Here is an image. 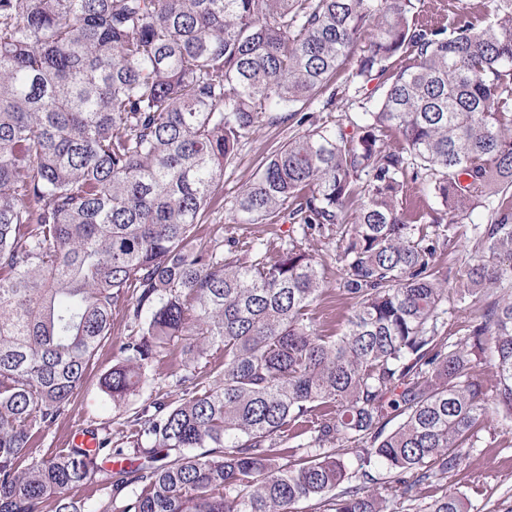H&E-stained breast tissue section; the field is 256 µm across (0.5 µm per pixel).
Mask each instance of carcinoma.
I'll return each instance as SVG.
<instances>
[{
  "label": "carcinoma",
  "mask_w": 512,
  "mask_h": 512,
  "mask_svg": "<svg viewBox=\"0 0 512 512\" xmlns=\"http://www.w3.org/2000/svg\"><path fill=\"white\" fill-rule=\"evenodd\" d=\"M458 10L450 30L421 0H0V512H86L81 486L98 512H470L448 478L488 405L512 420V0L481 27ZM373 81L357 120L310 111ZM285 120L233 222L288 240L197 245L224 167ZM417 182L430 225L404 205ZM481 208L450 288L438 228ZM333 237L353 312L326 335L312 243ZM453 297L480 307L450 346ZM116 313L107 398L185 341L178 393L129 414L124 448L104 426L35 458Z\"/></svg>",
  "instance_id": "obj_1"
}]
</instances>
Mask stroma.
<instances>
[{"label":"stroma","mask_w":512,"mask_h":512,"mask_svg":"<svg viewBox=\"0 0 512 512\" xmlns=\"http://www.w3.org/2000/svg\"><path fill=\"white\" fill-rule=\"evenodd\" d=\"M295 132V127L288 122L265 126L240 146L235 162L224 170V204L209 210L199 229L201 245H208L219 229L225 237L251 234L272 247L286 236L287 225L234 224L229 216L235 197L252 181L266 152L288 141ZM484 220V213L479 212L462 223L445 225L439 240V267L447 274L450 287H458L460 275L470 260L474 227ZM314 249L327 293L322 301L313 305L312 317L317 329L327 334L341 328L351 309L340 292L342 264L335 243L318 242ZM127 335L121 319H114L112 335L99 347L71 415L45 433L34 450L35 456L66 447L71 432L87 427L111 426L112 443L120 445L122 436L129 429L127 415L124 410L112 406L99 387V378L119 359V349ZM448 484L471 492L473 512H512V422L502 420L496 413H488L472 446L464 450L460 470L449 477Z\"/></svg>","instance_id":"1"}]
</instances>
